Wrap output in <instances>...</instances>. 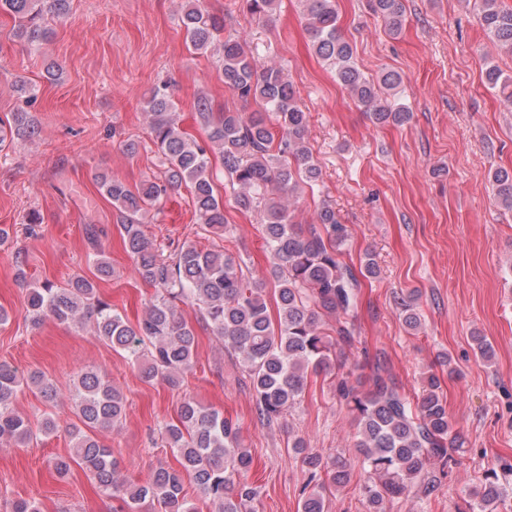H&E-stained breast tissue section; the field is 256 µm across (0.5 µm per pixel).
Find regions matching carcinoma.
Listing matches in <instances>:
<instances>
[{"instance_id": "carcinoma-1", "label": "carcinoma", "mask_w": 512, "mask_h": 512, "mask_svg": "<svg viewBox=\"0 0 512 512\" xmlns=\"http://www.w3.org/2000/svg\"><path fill=\"white\" fill-rule=\"evenodd\" d=\"M251 16L264 22L277 0H241ZM308 31L317 55L335 69L337 82L369 112L378 124H403L409 110L383 99L396 90L401 75L384 71L375 78L361 72L351 43L337 26L335 0H301ZM479 21L498 45L512 51V10L499 0H478ZM372 14L388 32L396 35L405 22L403 0H369ZM70 0H0V13L21 21L20 35L36 47L49 29L45 16L62 18ZM181 22L196 51L218 48L224 85L240 101H259L262 112L226 108L214 114L210 101L197 99V113L206 129V139L191 140L180 132L170 84L162 82L149 93L146 112L152 141L161 156L159 175L134 189L118 179H103L100 188L120 221L125 248L141 278L153 285L156 295L142 319L129 324L97 294L83 277L64 286L46 281L27 290L29 321L46 318L81 325L88 321L96 336L115 351L128 355L146 382L161 381L172 389L181 386L194 369L195 332L178 313V304L198 308L200 321L224 348L233 353L250 380L258 417L278 421L303 395L310 374H328L344 366L336 344L354 338L353 313L357 308L360 278L377 275V265L366 256L359 271L342 260L340 249L347 236L336 210L323 204L306 230L296 226L293 201L303 188L320 177L307 147L308 114L298 105L293 85L280 67L256 61L243 42L220 40L224 19L209 14L200 0H186ZM486 82L507 92L512 106V79L496 66L486 69ZM19 139H32L39 128L27 112H15L12 124L0 125ZM227 174L235 206L263 213L262 234L270 253L269 274L274 284L278 319L272 321L267 301L243 270L244 260L216 249L202 250L194 244L164 256L144 231L142 219L161 204L168 193L183 185L190 188L192 203L203 230L229 234L231 226L224 197L217 191L213 156ZM492 186L502 206L512 210V174L498 171ZM406 326H421L412 296L401 298ZM336 316V337L323 332L322 316ZM29 389L47 403L55 402L58 388L40 373L26 377L6 362H0V444L24 447L40 435L59 427L58 419L46 413L37 423L18 415L13 403L20 391ZM336 396L351 411L355 443L360 456L362 490L368 512H384L387 499L400 498L414 488L431 496L442 486L461 450L448 415L439 377L431 372L423 379L422 393L410 401L398 388L390 370L376 364L372 387L362 390L343 375L336 380ZM70 400L83 427H72L69 455L54 459V472L64 477L72 465L80 467L110 500L120 503L118 512H139L148 501L153 512H196L183 491L188 475L197 493L215 505L214 512H245L259 490L245 479L252 455L240 438L239 427L224 413L184 396L178 420L165 428L168 447L179 457L182 470L161 467L152 480L137 484L120 475L112 449L93 435L98 428L118 423L125 415L123 395L99 369L87 368L70 388ZM292 450L306 466L309 491L303 492L301 512H325V492L341 487L351 478V466L335 457L325 460L308 450L305 440H294ZM491 467L456 512H497L501 503V472Z\"/></svg>"}]
</instances>
